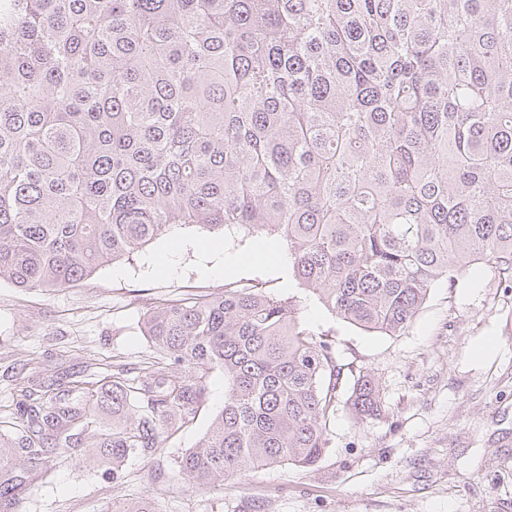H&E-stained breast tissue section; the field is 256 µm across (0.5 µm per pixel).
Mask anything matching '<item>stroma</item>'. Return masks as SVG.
<instances>
[{"mask_svg": "<svg viewBox=\"0 0 512 512\" xmlns=\"http://www.w3.org/2000/svg\"><path fill=\"white\" fill-rule=\"evenodd\" d=\"M256 234L175 230L132 257L107 263L77 285L24 290L0 282V412L36 360L37 379L150 354L142 318L151 306L220 294L225 283L262 285L298 297L313 337L333 340L344 382L322 458L247 469L204 490L177 480L175 461L195 447L224 405V373H210L194 420L149 457L129 460L124 479L86 460L50 459L24 512H106L115 499L152 494L158 512H512V291L485 266L435 283L414 321L394 335L365 332L332 315L289 270L255 260ZM494 347L482 351L486 341ZM375 379L379 415L361 420L349 397L357 375Z\"/></svg>", "mask_w": 512, "mask_h": 512, "instance_id": "stroma-1", "label": "stroma"}]
</instances>
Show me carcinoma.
I'll list each match as a JSON object with an SVG mask.
<instances>
[{"instance_id":"obj_1","label":"carcinoma","mask_w":512,"mask_h":512,"mask_svg":"<svg viewBox=\"0 0 512 512\" xmlns=\"http://www.w3.org/2000/svg\"><path fill=\"white\" fill-rule=\"evenodd\" d=\"M183 225L282 242L298 285L367 332L403 331L474 264L512 286V0H0V281L67 288ZM298 311L226 283L151 309L135 376L21 385L0 512L54 451L121 482L217 369L224 407L180 479L315 465L343 368ZM381 405L358 377L354 413Z\"/></svg>"}]
</instances>
